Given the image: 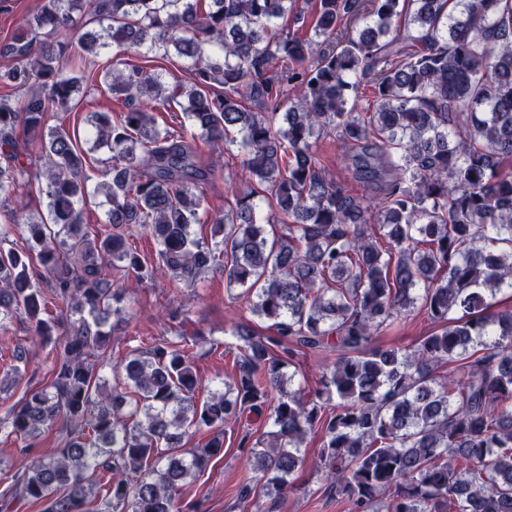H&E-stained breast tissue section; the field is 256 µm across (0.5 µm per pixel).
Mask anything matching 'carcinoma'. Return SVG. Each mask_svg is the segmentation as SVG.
I'll return each instance as SVG.
<instances>
[{
    "label": "carcinoma",
    "mask_w": 512,
    "mask_h": 512,
    "mask_svg": "<svg viewBox=\"0 0 512 512\" xmlns=\"http://www.w3.org/2000/svg\"><path fill=\"white\" fill-rule=\"evenodd\" d=\"M297 3L43 0L0 46L16 63L0 81L34 86L19 102L0 97V198L19 179L43 181L49 216L35 222L23 206L0 226V317L25 314L57 352L49 387L0 426L29 441L67 421L56 456L17 465L12 498L91 512L105 480L96 512H181L182 483L223 457L224 427L248 411L267 413L272 430L246 449L242 512L259 485L279 498L294 489L309 434L347 512H512V309L490 311L512 291V0H314L312 36L277 25ZM114 45L172 49L190 80L167 86L109 56ZM76 52L107 56L103 82L126 101L91 115L111 152L97 187L108 227L93 237L77 140L49 129L34 173L16 141L78 105L86 78L64 70ZM173 102L198 136L157 130L154 113ZM332 136L362 191L322 163L316 144ZM198 139L242 156L222 215L205 206L217 170L199 164ZM265 223L281 233L267 237ZM193 224L210 225V240L192 237ZM13 226L27 248L5 247ZM136 226L158 264L129 243ZM37 264L66 311L49 310ZM215 266L274 335L229 330L237 374L203 399L179 333L130 351L103 390L92 359L125 321L114 273L190 285ZM415 307L438 328L403 349L377 345ZM326 349L336 361L319 388L286 389L284 369ZM458 361L463 374H437ZM205 430L203 447H187Z\"/></svg>",
    "instance_id": "1"
}]
</instances>
